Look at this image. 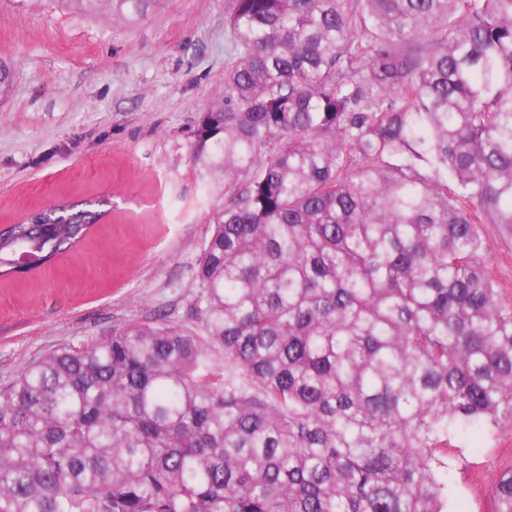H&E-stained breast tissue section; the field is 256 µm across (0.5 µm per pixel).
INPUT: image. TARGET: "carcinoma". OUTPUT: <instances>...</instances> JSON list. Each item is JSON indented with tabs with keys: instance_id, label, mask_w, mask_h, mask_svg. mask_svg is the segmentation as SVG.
<instances>
[{
	"instance_id": "obj_1",
	"label": "carcinoma",
	"mask_w": 512,
	"mask_h": 512,
	"mask_svg": "<svg viewBox=\"0 0 512 512\" xmlns=\"http://www.w3.org/2000/svg\"><path fill=\"white\" fill-rule=\"evenodd\" d=\"M153 0H57L86 16ZM207 338L134 323L0 389V512H445L467 428L512 421V0H228ZM107 200L0 234V273L78 247ZM512 512V468L494 486ZM488 227L483 261L505 288L506 297L512 300V239L500 238Z\"/></svg>"
}]
</instances>
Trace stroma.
<instances>
[{
	"label": "stroma",
	"mask_w": 512,
	"mask_h": 512,
	"mask_svg": "<svg viewBox=\"0 0 512 512\" xmlns=\"http://www.w3.org/2000/svg\"><path fill=\"white\" fill-rule=\"evenodd\" d=\"M227 0H156L147 16L100 19L53 0H0V225L60 199L110 198L76 252L0 282V388L52 350L112 327H189L193 271L218 203L190 158V129L224 83ZM483 261L512 299V239ZM448 461V512H496L512 423L472 430Z\"/></svg>",
	"instance_id": "obj_1"
}]
</instances>
